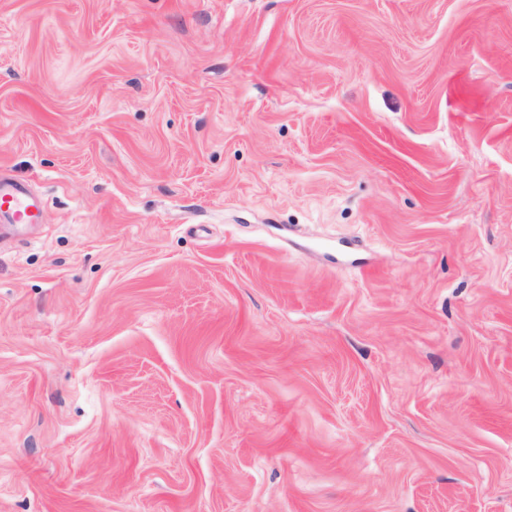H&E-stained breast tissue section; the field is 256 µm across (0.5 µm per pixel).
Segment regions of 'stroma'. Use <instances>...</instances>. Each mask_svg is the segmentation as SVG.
Segmentation results:
<instances>
[{"instance_id":"obj_1","label":"stroma","mask_w":512,"mask_h":512,"mask_svg":"<svg viewBox=\"0 0 512 512\" xmlns=\"http://www.w3.org/2000/svg\"><path fill=\"white\" fill-rule=\"evenodd\" d=\"M0 512H512V0H0ZM41 202L33 197L26 182L3 176L0 171V228L38 224Z\"/></svg>"}]
</instances>
